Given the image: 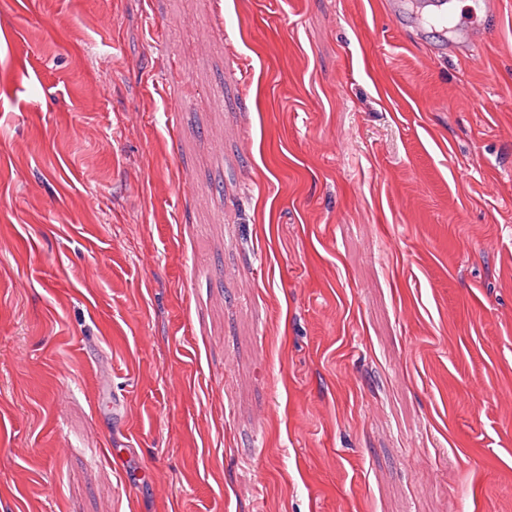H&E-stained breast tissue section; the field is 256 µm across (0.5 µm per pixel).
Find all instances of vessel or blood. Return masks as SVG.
<instances>
[{"instance_id":"vessel-or-blood-1","label":"vessel or blood","mask_w":512,"mask_h":512,"mask_svg":"<svg viewBox=\"0 0 512 512\" xmlns=\"http://www.w3.org/2000/svg\"><path fill=\"white\" fill-rule=\"evenodd\" d=\"M382 8L393 27L413 29L435 56L450 50L467 58L475 56L497 32L501 19V0H482L486 21L481 25L459 17L454 0H384Z\"/></svg>"}]
</instances>
